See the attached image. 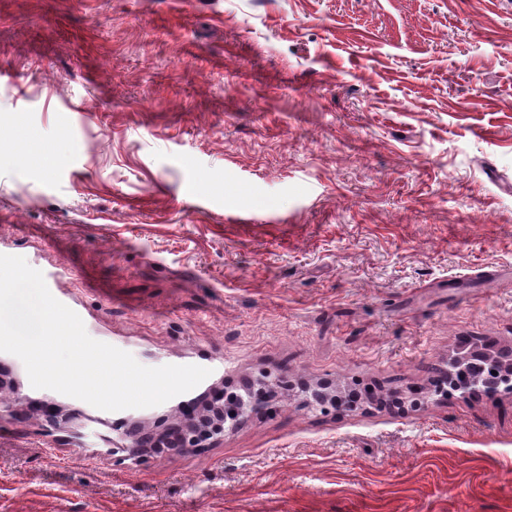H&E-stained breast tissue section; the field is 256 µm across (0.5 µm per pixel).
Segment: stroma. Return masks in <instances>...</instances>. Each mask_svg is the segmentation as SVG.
<instances>
[{
	"mask_svg": "<svg viewBox=\"0 0 512 512\" xmlns=\"http://www.w3.org/2000/svg\"><path fill=\"white\" fill-rule=\"evenodd\" d=\"M1 70L0 250L210 374L112 412L0 352V512H512V393L434 386L512 346V0H0ZM265 375L208 447L87 453ZM357 381L404 409L304 404Z\"/></svg>",
	"mask_w": 512,
	"mask_h": 512,
	"instance_id": "stroma-1",
	"label": "stroma"
}]
</instances>
